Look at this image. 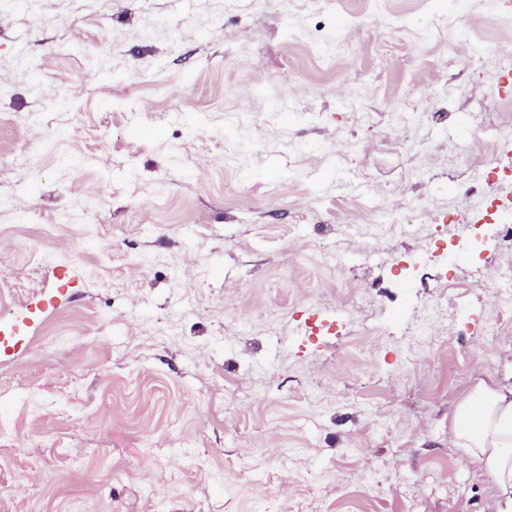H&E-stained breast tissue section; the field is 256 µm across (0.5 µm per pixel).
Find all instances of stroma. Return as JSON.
I'll return each instance as SVG.
<instances>
[{"mask_svg":"<svg viewBox=\"0 0 512 512\" xmlns=\"http://www.w3.org/2000/svg\"><path fill=\"white\" fill-rule=\"evenodd\" d=\"M510 40L492 0H0V512H480Z\"/></svg>","mask_w":512,"mask_h":512,"instance_id":"stroma-1","label":"stroma"}]
</instances>
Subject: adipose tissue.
<instances>
[{
	"label": "adipose tissue",
	"instance_id": "adipose-tissue-1",
	"mask_svg": "<svg viewBox=\"0 0 512 512\" xmlns=\"http://www.w3.org/2000/svg\"><path fill=\"white\" fill-rule=\"evenodd\" d=\"M448 440L492 485L482 512H512V380L479 379L453 403Z\"/></svg>",
	"mask_w": 512,
	"mask_h": 512
}]
</instances>
